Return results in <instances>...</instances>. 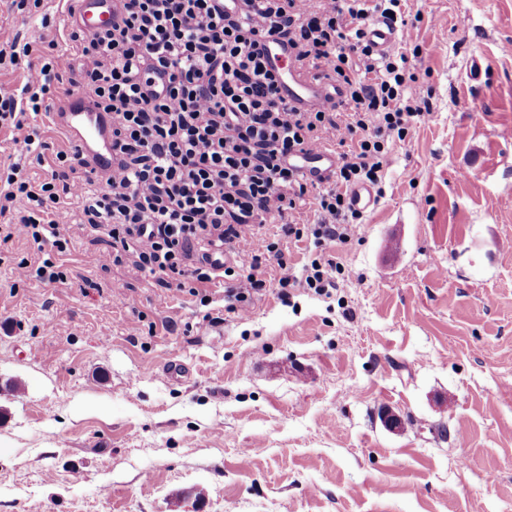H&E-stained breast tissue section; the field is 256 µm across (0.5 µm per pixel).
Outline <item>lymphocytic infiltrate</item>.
<instances>
[{"label":"lymphocytic infiltrate","mask_w":512,"mask_h":512,"mask_svg":"<svg viewBox=\"0 0 512 512\" xmlns=\"http://www.w3.org/2000/svg\"><path fill=\"white\" fill-rule=\"evenodd\" d=\"M407 0H119L115 22L94 33L72 31L83 68L82 91L111 116L116 165L111 177L86 174L84 157L37 153L45 178L20 166L0 170V236L22 233L65 252L57 236L71 202L81 223L106 227L116 254L198 295L230 280L227 312L270 287H337L340 262L314 257L291 273L277 243L255 254V225L284 217L306 188L289 157L331 138L344 150L332 184L315 198L320 220L282 225L285 236L347 239L362 216L350 187L379 184L385 137L421 118L409 88L407 56L376 55L364 40L373 17L395 20ZM288 44L296 63L325 68L349 105L344 120L326 110L299 111L280 95L263 38ZM27 59L21 88L0 82V127L23 129L30 113L50 112L70 56L55 43L16 41L0 50V68ZM249 265L220 266L225 246ZM278 279L266 276L267 267Z\"/></svg>","instance_id":"f902f5d3"}]
</instances>
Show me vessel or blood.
Masks as SVG:
<instances>
[{
    "label": "vessel or blood",
    "mask_w": 512,
    "mask_h": 512,
    "mask_svg": "<svg viewBox=\"0 0 512 512\" xmlns=\"http://www.w3.org/2000/svg\"><path fill=\"white\" fill-rule=\"evenodd\" d=\"M117 7L118 0H76V10L70 21L85 32L99 30L111 25ZM399 37L398 28L383 20L373 22L365 31L366 42L380 54L392 51ZM265 47L270 65L280 73V94L290 107L301 111H316L338 100V93L327 80L303 76L288 66L287 45L269 40ZM62 111L64 130L71 134L76 149L86 157L91 168L111 170L112 143L105 134L109 117L92 111L81 98L75 96L67 97ZM294 163L307 181L323 184L331 178L338 159L336 154L311 147L300 153ZM349 200L352 208L361 213L371 211L377 204L376 195L364 184L351 188Z\"/></svg>",
    "instance_id": "obj_1"
}]
</instances>
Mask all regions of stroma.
<instances>
[{
    "instance_id": "obj_1",
    "label": "stroma",
    "mask_w": 512,
    "mask_h": 512,
    "mask_svg": "<svg viewBox=\"0 0 512 512\" xmlns=\"http://www.w3.org/2000/svg\"><path fill=\"white\" fill-rule=\"evenodd\" d=\"M405 20L425 116L389 139L375 209L343 243L254 230L294 270L343 264L330 294L270 288L240 317L222 287L101 264L87 224L58 228L61 283L0 241V512H512V0ZM70 31L59 0H0V49L69 53ZM25 136L0 130V165L45 177ZM48 257L44 258L40 265L35 269L30 268L27 263H20L17 266L18 276L20 278L35 277L38 280L56 283L58 281H64V272L59 270L60 266H57L53 261L50 253L46 254Z\"/></svg>"
}]
</instances>
